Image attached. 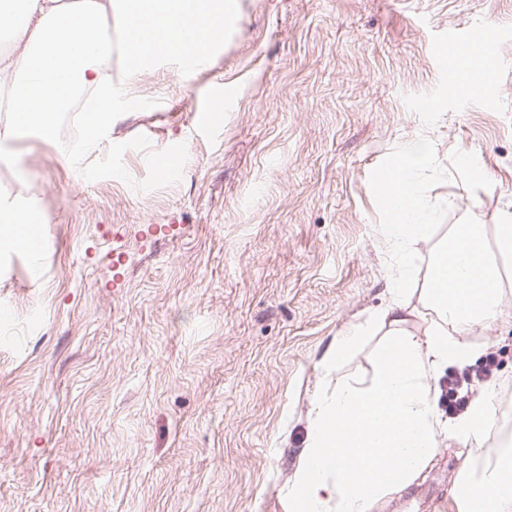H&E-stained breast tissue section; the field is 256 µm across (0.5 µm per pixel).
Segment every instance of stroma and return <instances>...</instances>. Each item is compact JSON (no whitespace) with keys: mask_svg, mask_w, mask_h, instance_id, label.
I'll use <instances>...</instances> for the list:
<instances>
[{"mask_svg":"<svg viewBox=\"0 0 512 512\" xmlns=\"http://www.w3.org/2000/svg\"><path fill=\"white\" fill-rule=\"evenodd\" d=\"M487 26L496 73L452 94L449 49ZM112 75V131L77 166L67 112L0 149V200L45 241L39 264L0 256V512H289L328 353L398 274L378 172L435 142L405 297L418 338L451 226L512 211V0H235L206 69L153 59L131 82L117 49ZM217 86L224 124L198 130ZM169 152L181 168L158 170ZM504 273L499 318L471 337L501 364L468 385L498 394L483 444L444 440L372 512H468L459 481L512 439Z\"/></svg>","mask_w":512,"mask_h":512,"instance_id":"35a3bbf8","label":"stroma"}]
</instances>
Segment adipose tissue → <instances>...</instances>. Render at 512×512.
I'll return each mask as SVG.
<instances>
[{
    "label": "adipose tissue",
    "instance_id": "1",
    "mask_svg": "<svg viewBox=\"0 0 512 512\" xmlns=\"http://www.w3.org/2000/svg\"><path fill=\"white\" fill-rule=\"evenodd\" d=\"M19 10L0 7V25L12 31V49L0 54V72L15 76L10 111L0 118V143L23 130L52 137L64 98L83 90L95 107L85 115L84 150H93L112 126V25L148 20L138 52L128 60L137 74L151 59L188 56L206 68L224 35V0H19ZM459 88L473 92L491 74L494 54L482 42L479 56L453 53ZM25 110V122L15 113ZM433 158L430 139L407 145L384 168L379 191L389 216L385 236L403 268L410 247L429 229L415 173ZM512 259V212L486 227L478 220L454 225L431 259L426 307L431 326L424 337L404 333L407 306L400 283H392L389 306L375 318L347 328L328 354L342 361L372 330L388 338L376 354L369 383L337 380L314 397L311 429L300 464L288 480L290 512H370L393 491L411 484L439 450L441 437L481 445L496 412L493 389H483L454 423L436 409V374L463 365L475 354L469 336L496 320L503 298L502 265ZM479 477L470 479L471 512H512V447L493 452Z\"/></svg>",
    "mask_w": 512,
    "mask_h": 512
}]
</instances>
